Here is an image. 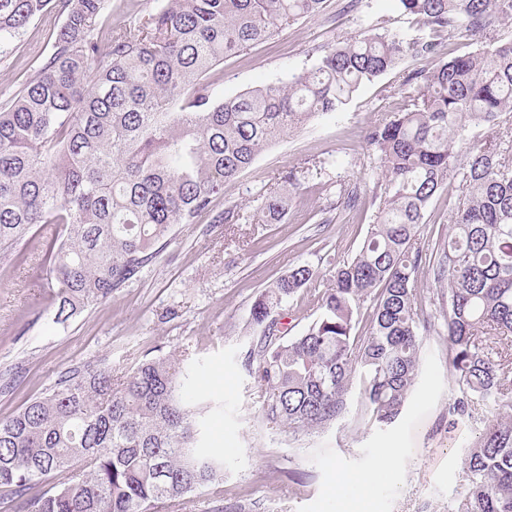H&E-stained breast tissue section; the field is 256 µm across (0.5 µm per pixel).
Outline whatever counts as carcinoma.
<instances>
[{"label": "carcinoma", "mask_w": 512, "mask_h": 512, "mask_svg": "<svg viewBox=\"0 0 512 512\" xmlns=\"http://www.w3.org/2000/svg\"><path fill=\"white\" fill-rule=\"evenodd\" d=\"M433 34H492L512 20V0H396ZM325 0H164L98 42L105 0H61L65 14L37 75L0 105V254L59 228L43 261L55 280L54 320L65 323L126 288L177 224H194L258 154L312 118L341 109L411 51L438 58L402 83L398 112L373 125L381 201L358 253L330 262L315 317L294 338L271 339V318L319 275L299 264L254 301L261 329L254 382L261 417L294 433L341 416L359 379L374 420L401 413L418 376L421 335L438 318L448 337L464 415L512 389V128L469 148V130L512 112V41L441 57L434 40L406 44L365 31L329 49L286 82L218 97L210 72L270 40ZM52 0H0V60L10 56ZM462 183L448 236L421 238L430 205ZM288 193L266 198L273 221ZM433 278L441 306L419 301ZM368 322L358 331L359 315ZM177 355L145 359L128 376L75 368L48 392L0 420L3 512H155L217 487L224 457L199 446ZM460 512H512V415L488 421L466 459ZM49 479L52 486L35 491Z\"/></svg>", "instance_id": "carcinoma-1"}]
</instances>
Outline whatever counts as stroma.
Returning a JSON list of instances; mask_svg holds the SVG:
<instances>
[{"label":"stroma","instance_id":"35a3bbf8","mask_svg":"<svg viewBox=\"0 0 512 512\" xmlns=\"http://www.w3.org/2000/svg\"><path fill=\"white\" fill-rule=\"evenodd\" d=\"M63 20L60 8L48 9L0 61V102L37 73ZM379 23L407 42L425 36L394 0H326L319 15L225 58L211 72L215 91L230 98L287 79L328 47ZM424 64L403 56L340 110L266 148L198 223L175 226L137 281L76 319L55 323L50 310L55 282L41 264L40 244L52 238V229L40 233L38 245L25 247L26 275L0 258V418L42 396L70 369L108 366L123 376L144 358L192 347L195 373L186 400L210 407L205 441L224 456L227 512H457L468 490L466 455L498 401L484 402L475 418L449 414L456 392L447 336L424 337L416 384L387 426L370 419L356 384L335 423L288 432L261 420L264 394L249 372L258 340L249 318L255 298L296 264L323 273L330 261L360 248L378 207L367 131L392 118L404 77ZM290 170L297 184L287 214L277 223L264 221L266 197ZM350 184L360 188L357 207L337 208ZM227 211L239 221L221 222ZM384 448L399 449L400 458L380 492L352 485L335 494L336 479L369 469Z\"/></svg>","mask_w":512,"mask_h":512}]
</instances>
